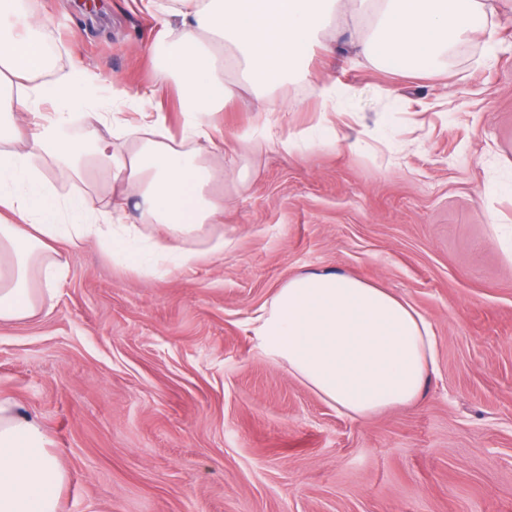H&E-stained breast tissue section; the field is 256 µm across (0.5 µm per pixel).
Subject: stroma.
Segmentation results:
<instances>
[{"instance_id":"obj_1","label":"stroma","mask_w":512,"mask_h":512,"mask_svg":"<svg viewBox=\"0 0 512 512\" xmlns=\"http://www.w3.org/2000/svg\"><path fill=\"white\" fill-rule=\"evenodd\" d=\"M57 73L88 68L98 96L156 71L143 0H31ZM500 51L481 36L436 73L359 59L338 15L304 74L263 87L235 71L212 123L224 135V219L200 263L140 273L94 244L70 253L55 300L0 323V397L39 422L65 471L61 512H512V0ZM349 87L335 145L287 154L252 133L284 104L285 131ZM387 125L374 143L364 132ZM62 197L108 210L112 183L36 163ZM224 250L210 252L215 239ZM331 270L388 288L437 336L423 397L359 421L253 348L255 313L288 279Z\"/></svg>"}]
</instances>
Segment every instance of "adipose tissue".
<instances>
[{
	"mask_svg": "<svg viewBox=\"0 0 512 512\" xmlns=\"http://www.w3.org/2000/svg\"><path fill=\"white\" fill-rule=\"evenodd\" d=\"M158 19L153 88L133 97L134 118L89 111L100 78L86 68L51 76L48 34L26 0H0V322L32 317L56 295L62 254L93 242L127 266L181 269L201 257L187 240L224 213L217 189L224 172L210 121L231 95L224 78L232 62L259 84L287 79L337 14L366 17L358 53L400 73L434 70L448 49L482 33L496 53L494 0H148ZM179 27H172V18ZM176 86L180 133L166 125L159 96ZM86 108L84 136L71 134L72 112ZM255 128L293 154L321 133L336 142L330 112L313 131L281 132L276 107H257ZM134 150H123L124 142ZM52 156L74 173L102 171L122 185L110 211L95 214L81 197L60 198L35 162ZM163 225V241L142 240L127 206ZM255 351L300 380L340 412L365 419L418 402L434 369L430 323L406 299L356 277L332 272L297 275L278 288L251 321ZM61 463L41 427L0 398V512H59Z\"/></svg>",
	"mask_w": 512,
	"mask_h": 512,
	"instance_id": "1",
	"label": "adipose tissue"
}]
</instances>
